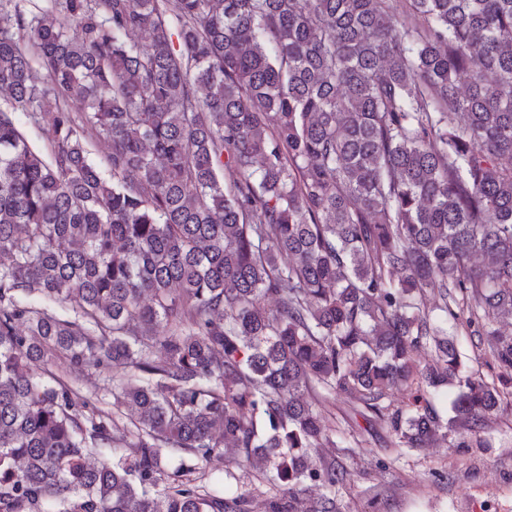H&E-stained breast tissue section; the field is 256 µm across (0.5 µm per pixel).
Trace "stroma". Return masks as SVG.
<instances>
[{
	"instance_id": "1",
	"label": "stroma",
	"mask_w": 512,
	"mask_h": 512,
	"mask_svg": "<svg viewBox=\"0 0 512 512\" xmlns=\"http://www.w3.org/2000/svg\"><path fill=\"white\" fill-rule=\"evenodd\" d=\"M80 396L106 412L127 419L128 409L114 406L110 374L72 378ZM488 448H424L405 454L386 473H378L377 458L389 452L385 431L369 436L363 447L335 449L337 461L349 470L351 481L337 498L345 512H512V409L493 416ZM443 470L439 481L434 471ZM192 483L227 498L249 492L254 505H262L266 487L253 469L236 470L226 478L223 469L197 463L188 475Z\"/></svg>"
}]
</instances>
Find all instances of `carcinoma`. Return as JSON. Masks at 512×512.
<instances>
[{
    "label": "carcinoma",
    "mask_w": 512,
    "mask_h": 512,
    "mask_svg": "<svg viewBox=\"0 0 512 512\" xmlns=\"http://www.w3.org/2000/svg\"><path fill=\"white\" fill-rule=\"evenodd\" d=\"M0 94V512H250L157 489L174 450L339 512L338 396L399 456L489 447L512 0H0ZM61 365L114 373L129 425Z\"/></svg>",
    "instance_id": "1"
}]
</instances>
